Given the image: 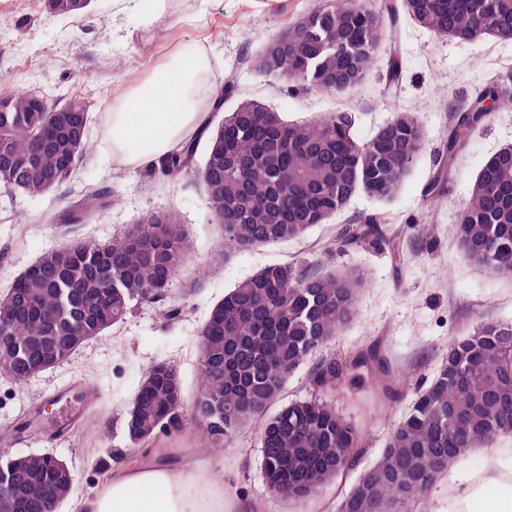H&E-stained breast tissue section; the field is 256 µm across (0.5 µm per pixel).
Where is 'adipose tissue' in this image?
<instances>
[{
    "label": "adipose tissue",
    "mask_w": 512,
    "mask_h": 512,
    "mask_svg": "<svg viewBox=\"0 0 512 512\" xmlns=\"http://www.w3.org/2000/svg\"><path fill=\"white\" fill-rule=\"evenodd\" d=\"M207 55L195 54L175 68L156 70L149 81L110 115L112 158L132 168L159 161L195 136L206 122L194 100L209 75ZM456 494L448 512H512V482L500 476L473 480L455 476ZM73 512H250L249 505L229 510L224 481L206 461L168 457L154 450L143 459L113 458L92 497L72 502Z\"/></svg>",
    "instance_id": "adipose-tissue-1"
}]
</instances>
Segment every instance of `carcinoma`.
Here are the masks:
<instances>
[{
	"label": "carcinoma",
	"instance_id": "1",
	"mask_svg": "<svg viewBox=\"0 0 512 512\" xmlns=\"http://www.w3.org/2000/svg\"><path fill=\"white\" fill-rule=\"evenodd\" d=\"M89 3L47 0V7L56 17H70ZM401 12L437 37L512 42V0H401L389 5L387 19L365 0H332L266 42L259 71L312 90L353 91L390 38L387 24H395ZM507 107L512 97L495 83L455 113L431 192L444 191L447 171L466 150L471 130ZM90 108L78 97L59 106L36 92L0 94V186L9 194L38 197L69 181L92 149ZM354 124L350 112L290 122L244 99L217 124L207 121L148 174L171 180L197 176L223 232L220 253L297 240L361 191L374 199L394 198L425 143V130L411 111H394L366 141L355 137ZM108 204L103 193L88 191L49 220L82 224ZM375 230L373 223L347 228L338 246L358 245ZM454 233L469 260L495 275L512 274V150L503 147L485 160L458 210ZM190 251L183 224L171 211L140 219L119 240L44 250L12 285L14 301L0 326L10 338L0 347V370L22 384L43 364H63L82 343L124 321L133 303L163 299ZM361 284L355 269L320 275L306 261L275 263L241 279L211 307L200 335L204 397L190 411L204 423L211 447H223L262 415L291 373L353 320ZM350 369L382 405L407 386L377 343L343 362L322 359L313 384L334 390ZM125 415L132 446L148 447L163 428H181L177 366L154 364ZM362 436L326 396L289 403L260 428L267 488L277 497L309 500L356 468ZM505 436L512 437V322H485L448 341L430 384L416 392L379 460L359 473L337 512H401L425 499L448 466L471 449ZM73 481L72 471L44 456L1 452L0 483L10 486V494L0 496V512H47L50 502L70 494Z\"/></svg>",
	"mask_w": 512,
	"mask_h": 512
}]
</instances>
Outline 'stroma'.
Listing matches in <instances>:
<instances>
[{"label":"stroma","instance_id":"35a3bbf8","mask_svg":"<svg viewBox=\"0 0 512 512\" xmlns=\"http://www.w3.org/2000/svg\"><path fill=\"white\" fill-rule=\"evenodd\" d=\"M328 2L167 0L165 11L154 14L147 0H92L89 12L59 19L47 14L45 0H0V94L22 85L58 101L83 98L91 105L88 136L95 145L64 195L19 194L13 203L0 204V293L7 292L45 249L124 236L140 216L156 210L176 212L193 246L190 264L163 300L137 305L125 321L89 341L69 362L25 385L0 378V428L21 424L35 407L60 392L79 403L76 387L84 380L99 386L100 402L82 409L69 431L55 433L60 413L55 405L37 418L34 439L10 447L14 455L50 451L64 460L73 472V495L94 494L110 457L138 455V448L125 438L124 411L154 363L177 365L184 405L192 407L198 393L199 332L209 309L239 280L265 265L307 258L325 273L355 269L363 276L356 318L320 355L290 375L278 399L284 406L314 394L311 375L321 358H345L379 343L393 371L409 378L402 395L382 406L353 386L339 387L333 395L339 412L365 430L359 460L363 467L377 459L415 388L429 384L449 338L465 335L482 322H512V276L494 275L471 263L453 232L456 214L483 160L512 144V109L494 113L471 133L442 196L429 191L455 112L478 90L512 74V43L491 37L461 43L436 37L402 18L353 93L326 95L261 75L256 61L263 44L308 10ZM197 52L211 58L209 97L230 88L224 102L228 109L239 100L254 99L291 122L348 111L357 116L355 135L361 141L371 138L395 108L415 112L426 141L400 193L387 202L357 194L344 211L302 239L223 258L216 255L221 228L212 218L204 189L189 177L148 178L143 170L114 166L107 124L114 102L155 68L177 65L182 56ZM396 61L402 65L403 80L393 86L386 74ZM90 188L118 194L120 201L83 224L48 222L65 196ZM370 217L380 225L382 237L343 250L334 247L343 228ZM420 224L428 225L427 235L417 232ZM172 308L179 309V316L165 320L164 311ZM258 430L255 423L242 428L211 458L213 471L224 477L228 505L245 502L255 512H336L351 477L301 504L273 496L258 467ZM493 457L501 474L512 477V437L496 439L484 451L472 450L460 467L482 478Z\"/></svg>","mask_w":512,"mask_h":512}]
</instances>
